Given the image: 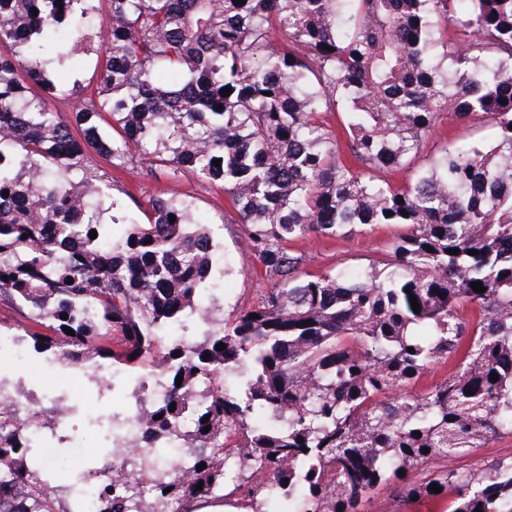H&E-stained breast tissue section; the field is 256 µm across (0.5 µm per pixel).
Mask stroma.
Segmentation results:
<instances>
[{
  "label": "stroma",
  "instance_id": "35a3bbf8",
  "mask_svg": "<svg viewBox=\"0 0 512 512\" xmlns=\"http://www.w3.org/2000/svg\"><path fill=\"white\" fill-rule=\"evenodd\" d=\"M492 139V130L482 116L459 120L448 117L425 148L435 155L446 145L470 147L485 144ZM112 179V196L128 211H136L150 195L186 199L196 205V214L207 223L214 234L216 250L224 256V272L220 277L221 290L214 298L216 323H232L243 305L253 302L267 288L268 283L256 271V261L250 255L241 225L235 222V213L224 191L193 176L178 180L146 179L140 163L122 169L107 168ZM393 228L381 226L349 238L327 239L310 235L292 241V248L308 258L307 268L317 271L333 266L364 268L382 258L393 239ZM450 495L424 498L417 501L398 498L391 487L375 490L362 512H450Z\"/></svg>",
  "mask_w": 512,
  "mask_h": 512
}]
</instances>
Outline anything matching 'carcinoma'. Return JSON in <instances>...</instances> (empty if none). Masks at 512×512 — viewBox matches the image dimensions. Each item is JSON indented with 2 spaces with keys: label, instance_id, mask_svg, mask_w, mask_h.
<instances>
[{
  "label": "carcinoma",
  "instance_id": "obj_1",
  "mask_svg": "<svg viewBox=\"0 0 512 512\" xmlns=\"http://www.w3.org/2000/svg\"><path fill=\"white\" fill-rule=\"evenodd\" d=\"M95 2L0 0V302L72 365L166 371L140 447L179 440L190 461L151 477L112 449L92 470L96 512H181L228 481L246 512H359L395 481L407 499L438 485L452 512H512V457L455 465L512 434V0ZM79 53L101 54L88 93L51 73ZM56 99L78 104L64 117ZM450 114L484 116L492 145L415 166ZM92 150L224 187L271 286L188 336L224 264L209 228L183 199L149 197L145 224L117 209ZM378 225L400 228L387 273L311 272L289 247ZM40 427L0 405V512L81 510L78 483L58 505Z\"/></svg>",
  "mask_w": 512,
  "mask_h": 512
}]
</instances>
